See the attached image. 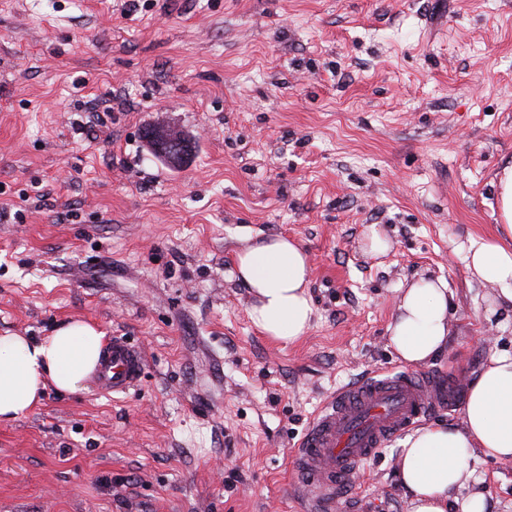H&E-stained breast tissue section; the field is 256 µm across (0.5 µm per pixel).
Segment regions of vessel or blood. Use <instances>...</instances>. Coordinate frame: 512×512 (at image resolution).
Wrapping results in <instances>:
<instances>
[{
    "label": "vessel or blood",
    "mask_w": 512,
    "mask_h": 512,
    "mask_svg": "<svg viewBox=\"0 0 512 512\" xmlns=\"http://www.w3.org/2000/svg\"><path fill=\"white\" fill-rule=\"evenodd\" d=\"M145 359L124 338L113 337L96 373L99 389L123 394L140 381ZM458 393L440 372L376 375L336 394L293 451L314 512H335L355 473L392 438L431 412L457 404Z\"/></svg>",
    "instance_id": "1"
}]
</instances>
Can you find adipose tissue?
Here are the masks:
<instances>
[{
  "label": "adipose tissue",
  "mask_w": 512,
  "mask_h": 512,
  "mask_svg": "<svg viewBox=\"0 0 512 512\" xmlns=\"http://www.w3.org/2000/svg\"><path fill=\"white\" fill-rule=\"evenodd\" d=\"M501 224L496 236L470 240L467 268L494 284L497 301L512 303V165L495 183ZM237 278L252 298L249 316L263 335L289 344L309 330L314 313L308 255L298 241L272 236L236 257ZM390 343L408 365H423L446 346L448 285L420 278L405 288L388 327ZM105 354V333L78 320L38 340L0 335V423L42 402L47 390L86 391ZM512 459V352L492 356L470 380L461 426L426 425L402 443L399 480L408 512H491L474 464Z\"/></svg>",
  "instance_id": "1"
}]
</instances>
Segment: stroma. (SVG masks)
<instances>
[{"label": "stroma", "instance_id": "35a3bbf8", "mask_svg": "<svg viewBox=\"0 0 512 512\" xmlns=\"http://www.w3.org/2000/svg\"><path fill=\"white\" fill-rule=\"evenodd\" d=\"M149 3L0 0V334L81 319L146 362L128 393L51 391L0 424V512H303L290 450L338 391L405 370L403 288L447 282L427 368L459 390L512 351V304L464 261L512 164V0ZM156 126L188 164L151 154ZM276 235L309 257L290 344L234 275ZM401 443L336 512H408ZM476 469L512 512V461Z\"/></svg>", "mask_w": 512, "mask_h": 512}]
</instances>
